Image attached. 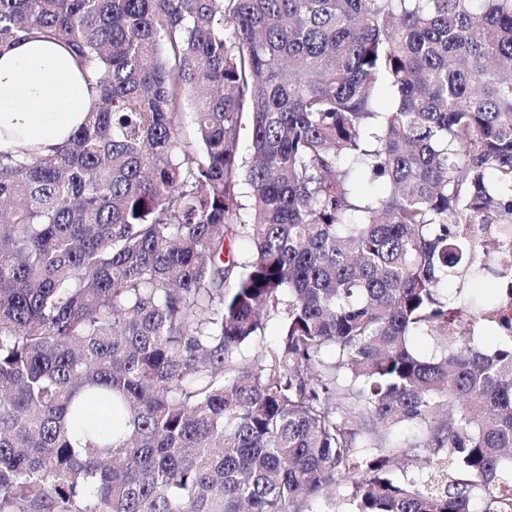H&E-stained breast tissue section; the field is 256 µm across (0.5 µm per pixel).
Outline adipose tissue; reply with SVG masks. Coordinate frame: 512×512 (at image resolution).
Instances as JSON below:
<instances>
[{
    "mask_svg": "<svg viewBox=\"0 0 512 512\" xmlns=\"http://www.w3.org/2000/svg\"><path fill=\"white\" fill-rule=\"evenodd\" d=\"M92 96L71 50L40 37L0 56V151L59 145L83 122Z\"/></svg>",
    "mask_w": 512,
    "mask_h": 512,
    "instance_id": "1",
    "label": "adipose tissue"
}]
</instances>
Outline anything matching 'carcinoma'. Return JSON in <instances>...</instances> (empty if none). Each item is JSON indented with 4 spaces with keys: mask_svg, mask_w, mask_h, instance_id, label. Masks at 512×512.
Masks as SVG:
<instances>
[{
    "mask_svg": "<svg viewBox=\"0 0 512 512\" xmlns=\"http://www.w3.org/2000/svg\"><path fill=\"white\" fill-rule=\"evenodd\" d=\"M34 34L94 104L0 152V512H512V287L441 292L512 279V0H0ZM507 286V281L498 280L489 275L485 279L471 283H465L463 286L462 283L460 284L458 281H448L447 285H444V291L448 292V296H451L456 293L458 288L473 289L476 291L489 293L498 299L499 304H503L507 300L505 290H503V288ZM509 287L510 286H508V288ZM469 322L464 326L466 332L471 329L470 336H474L475 341L486 351H493L499 344V334L497 333L494 322L489 320H481L472 326H468Z\"/></svg>",
    "mask_w": 512,
    "mask_h": 512,
    "instance_id": "obj_1",
    "label": "carcinoma"
}]
</instances>
